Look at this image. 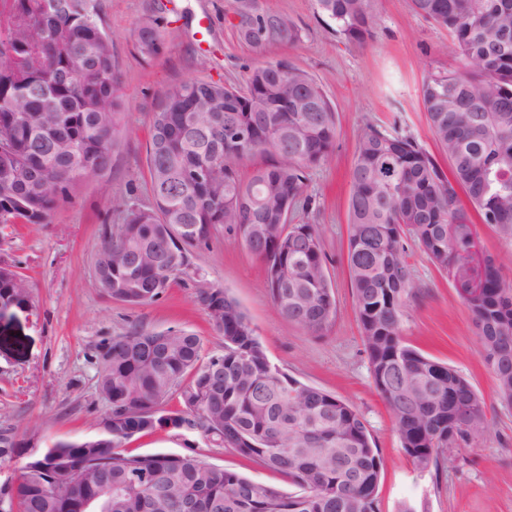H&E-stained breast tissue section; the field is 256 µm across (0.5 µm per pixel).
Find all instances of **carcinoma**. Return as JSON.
Here are the masks:
<instances>
[{
    "mask_svg": "<svg viewBox=\"0 0 512 512\" xmlns=\"http://www.w3.org/2000/svg\"><path fill=\"white\" fill-rule=\"evenodd\" d=\"M9 0L0 12V224H44L69 189L112 164L124 131L119 75L100 0ZM351 43L372 38L375 0H315ZM445 27L456 72L428 74L421 98L432 137L449 167L415 140L368 128L350 171L347 265L374 386L392 415L401 448L418 469L448 461L487 430L484 402L455 369L406 344L401 324L415 284L405 241L462 287L480 351L500 400L512 405V282L491 256L471 266L472 215L512 243V0H411ZM240 42L262 50L299 38L283 12L259 0H231ZM145 59L160 51L158 19L134 29ZM147 146L153 204L120 198L121 224L100 227L112 264L99 269L105 295L130 305L158 300L189 275V249L222 230L266 266L279 313L310 334L336 315L321 233L293 224L310 204L309 171L322 165L337 134L334 107L307 72L285 61L249 68L245 87L187 80L169 87L151 119ZM230 130H245L235 141ZM275 158L248 180L237 166ZM466 194L470 208L461 204ZM478 286L468 288L471 277ZM25 290L0 266V303ZM224 345L202 358L184 330L137 325L100 342L96 387L112 427L96 439L58 441L44 463L26 462L15 485L0 487V512H81L82 499L112 489L102 512H377L382 460L362 415L349 403L271 363L238 303L198 288ZM179 393L184 409L164 404ZM185 430L280 471L287 493L193 453L127 454L125 444L158 429ZM23 453L0 435V462Z\"/></svg>",
    "mask_w": 512,
    "mask_h": 512,
    "instance_id": "cac0c4a2",
    "label": "carcinoma"
}]
</instances>
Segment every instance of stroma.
I'll return each mask as SVG.
<instances>
[{
  "label": "stroma",
  "instance_id": "1",
  "mask_svg": "<svg viewBox=\"0 0 512 512\" xmlns=\"http://www.w3.org/2000/svg\"><path fill=\"white\" fill-rule=\"evenodd\" d=\"M100 0L112 38L125 102V132L110 169L83 178L45 224H0V265L24 279L28 300L0 315V434L44 449L58 440L97 436L107 404L96 389L94 352L103 339L130 326L162 332L184 329L203 341V356L223 338L199 305L198 286L225 290L246 314L269 360L300 381L352 404L364 417L382 458L378 512H512V406L500 402L480 354L473 317L454 281L414 242L406 262L416 283L402 324L404 341L457 370L485 402L488 429L469 447L451 451V463L415 468L373 384L347 267L350 170L358 139L370 126L410 136L430 153L432 138L420 89L431 72L458 70L446 28L416 14L410 0H379L380 24L365 44L347 42L316 11L315 0H261L287 13L300 30L289 45L257 52L238 41L230 0ZM160 20L161 49L141 58L132 31L147 17ZM283 60L322 84L338 118L328 159L308 176L311 204L292 221L321 231L326 274L336 318L313 336L274 306L262 261L224 234L194 249L197 279L173 281L154 303L131 306L107 299L94 274L99 228L122 216L113 198L141 207L153 199L146 148L151 115L166 89L188 79L241 84L248 67ZM293 492L279 472L234 451L203 443L175 429L133 437L126 452L185 453Z\"/></svg>",
  "mask_w": 512,
  "mask_h": 512
}]
</instances>
